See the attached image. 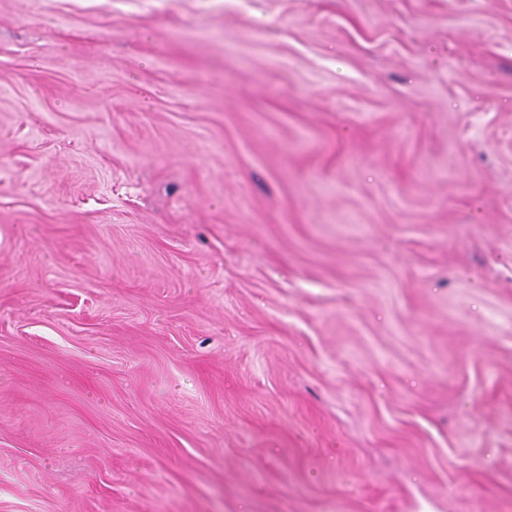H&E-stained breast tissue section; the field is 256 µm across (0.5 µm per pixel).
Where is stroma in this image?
<instances>
[{
    "label": "stroma",
    "instance_id": "stroma-1",
    "mask_svg": "<svg viewBox=\"0 0 512 512\" xmlns=\"http://www.w3.org/2000/svg\"><path fill=\"white\" fill-rule=\"evenodd\" d=\"M0 512H512V0H0Z\"/></svg>",
    "mask_w": 512,
    "mask_h": 512
}]
</instances>
